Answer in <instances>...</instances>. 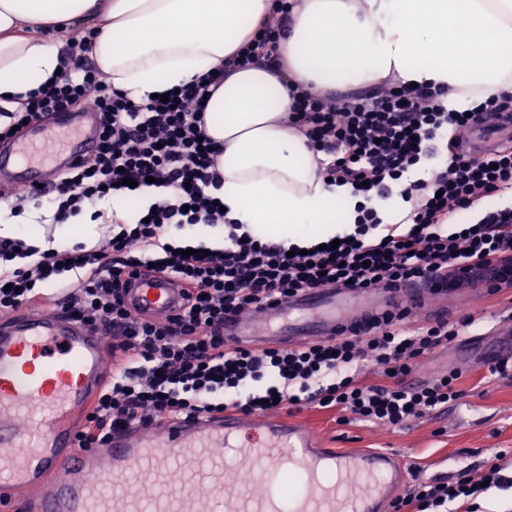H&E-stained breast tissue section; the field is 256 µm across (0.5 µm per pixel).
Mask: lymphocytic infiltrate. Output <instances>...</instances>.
Listing matches in <instances>:
<instances>
[{"mask_svg":"<svg viewBox=\"0 0 512 512\" xmlns=\"http://www.w3.org/2000/svg\"><path fill=\"white\" fill-rule=\"evenodd\" d=\"M295 0H272L271 15L239 50L238 64L284 69L281 42ZM93 32L73 38L74 50L57 80L27 93L24 111L0 141L14 139L25 123L77 106L101 115L100 147L80 167L67 170L50 190L0 191L12 215L26 205L49 206L56 222L108 200L116 184L135 180L167 189L152 203L149 220L118 222L105 243L85 248L40 249L21 238L0 237V315L36 301L37 284L55 283L56 300L76 319L101 331L112 355V374L75 434L80 449L102 447L118 430L171 418L234 411L261 415L277 404L338 408L354 418L399 427L457 402L460 375L451 371L411 384L421 359L456 343L473 316L456 322L414 320L411 310L371 317L358 331L330 341L295 346L241 345L224 338V319L263 308L297 292L324 287L369 289L390 282L441 277L464 284L483 278L490 295L512 304V206L487 211L476 223L459 222L476 202L512 189V145L478 152L471 137L489 121L512 126V94L447 108L443 88L380 87L344 99L293 93V121L308 145L324 155L320 173L356 196L351 234L337 248L288 254L283 244L243 237L220 210L221 147L205 135L209 84L172 89L168 101H135L117 91L88 52ZM445 146L446 160L428 177L424 159ZM399 195L411 204L407 224H384L373 205ZM225 225L224 247L185 256L174 234L195 226ZM158 248L157 266L143 254ZM174 279L182 290L176 313L163 320L135 315L125 301L130 277L145 270ZM374 367L378 384L362 373ZM500 487L508 479L490 463L482 479ZM482 479L415 481L393 512H452L451 506L484 493Z\"/></svg>","mask_w":512,"mask_h":512,"instance_id":"obj_1","label":"lymphocytic infiltrate"}]
</instances>
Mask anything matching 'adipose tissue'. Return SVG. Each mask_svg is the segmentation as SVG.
I'll use <instances>...</instances> for the list:
<instances>
[{
	"label": "adipose tissue",
	"mask_w": 512,
	"mask_h": 512,
	"mask_svg": "<svg viewBox=\"0 0 512 512\" xmlns=\"http://www.w3.org/2000/svg\"><path fill=\"white\" fill-rule=\"evenodd\" d=\"M272 0H0V125L22 93L56 79L72 28L91 22V56L113 88L141 101L221 76L205 130L224 149L227 217L287 246L314 230L343 234L333 200L352 215L348 187L327 184L318 153L288 121L289 86L343 96L384 84L445 86L447 107L512 92V0H299L283 41L285 76L233 60ZM53 25L57 39L37 36Z\"/></svg>",
	"instance_id": "adipose-tissue-1"
}]
</instances>
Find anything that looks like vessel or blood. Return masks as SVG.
Masks as SVG:
<instances>
[{"instance_id": "obj_1", "label": "vessel or blood", "mask_w": 512, "mask_h": 512, "mask_svg": "<svg viewBox=\"0 0 512 512\" xmlns=\"http://www.w3.org/2000/svg\"><path fill=\"white\" fill-rule=\"evenodd\" d=\"M52 122L32 126L0 155V172L18 171L25 189L44 183L47 168L95 151V112H59ZM449 295L413 279L365 291L320 288L225 322L224 338L328 339L396 302L441 316ZM125 299L135 314L164 319L181 291L145 275ZM106 359L101 332L63 310L0 321V492L24 495L26 512H390L407 485L399 455L325 448L313 431L275 414L163 421L78 450L73 416L97 396ZM231 455L250 459L257 478L225 485Z\"/></svg>"}]
</instances>
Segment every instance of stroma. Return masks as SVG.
I'll use <instances>...</instances> for the list:
<instances>
[{
	"label": "stroma",
	"instance_id": "stroma-1",
	"mask_svg": "<svg viewBox=\"0 0 512 512\" xmlns=\"http://www.w3.org/2000/svg\"><path fill=\"white\" fill-rule=\"evenodd\" d=\"M497 298H477L458 287L449 319L472 313L481 322L465 333L476 350L505 351L498 335ZM451 371L461 372L463 397L453 409H437L399 428L358 419L341 422L340 411L307 405L282 408L288 421L309 426L323 447L338 450L385 449L399 453L419 479L454 478L460 472L479 476L496 451H505L506 475H512V379L488 378L484 360L461 356L457 346L426 355L409 378L417 383Z\"/></svg>",
	"mask_w": 512,
	"mask_h": 512
}]
</instances>
